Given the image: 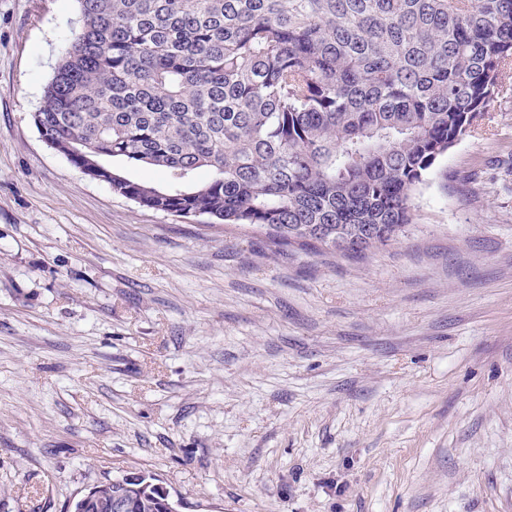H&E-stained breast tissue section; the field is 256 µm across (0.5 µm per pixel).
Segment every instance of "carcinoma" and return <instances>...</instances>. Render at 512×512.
Masks as SVG:
<instances>
[{"mask_svg":"<svg viewBox=\"0 0 512 512\" xmlns=\"http://www.w3.org/2000/svg\"><path fill=\"white\" fill-rule=\"evenodd\" d=\"M77 2L37 112L52 148L142 207L275 253L358 258L397 239L419 187L508 92L512 0ZM94 495L161 512L122 477Z\"/></svg>","mask_w":512,"mask_h":512,"instance_id":"carcinoma-1","label":"carcinoma"}]
</instances>
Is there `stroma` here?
<instances>
[{"label":"stroma","mask_w":512,"mask_h":512,"mask_svg":"<svg viewBox=\"0 0 512 512\" xmlns=\"http://www.w3.org/2000/svg\"><path fill=\"white\" fill-rule=\"evenodd\" d=\"M76 0H0V512H512L510 95L355 260L114 193L34 122ZM122 477L132 482L142 481L146 475L141 471H128ZM122 477H113L93 487L94 495L101 498H112L105 507L109 512H128L129 506L122 498L128 500L132 507L130 512H180L181 502L161 482L153 484L159 502L154 499V492L149 488L140 489L142 483H131ZM122 497V498H120ZM161 504V509L158 505Z\"/></svg>","instance_id":"1"}]
</instances>
